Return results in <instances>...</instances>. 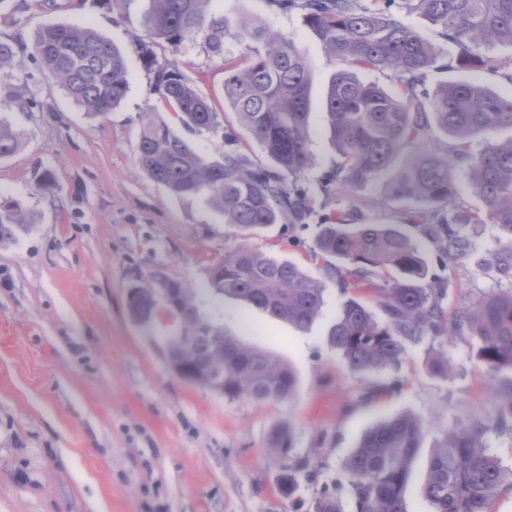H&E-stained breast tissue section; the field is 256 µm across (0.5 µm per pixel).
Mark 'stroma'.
I'll use <instances>...</instances> for the list:
<instances>
[{"mask_svg": "<svg viewBox=\"0 0 512 512\" xmlns=\"http://www.w3.org/2000/svg\"><path fill=\"white\" fill-rule=\"evenodd\" d=\"M229 22L262 17L294 41L320 98L340 69L301 13L273 12L266 0H215ZM150 0H0V39L32 43L51 25L89 26L125 56L129 88L104 115L74 104L29 53L14 60L19 96L6 115L22 134L0 159V208L39 212L17 241L0 246V512H315L323 490L347 497L342 462L363 432L408 412L428 433L414 465L408 512H429L420 495L427 453L455 421L488 408L476 344L448 341L449 379L431 376L430 342L412 345L397 366L368 380L342 363L328 341L340 296L329 287L322 316L299 329L231 299L202 294L201 313L225 333L289 364L298 388L291 402L228 399L189 384L169 367L163 323L144 327L128 310V288L163 272L196 286L239 238L203 199L173 197L141 168L135 145L143 123H181L153 87L136 40L144 36ZM224 57L203 41L174 49L159 43V61H177L188 82L209 98L219 123L224 108ZM314 166L305 182L331 168L336 153L327 116L314 110ZM353 208L375 223L396 222L382 185L337 197L311 194L303 224H277L252 246L308 265L318 226L331 211ZM474 248L442 270L432 244L416 242L433 274L442 275L449 307L501 287L477 262L497 247L491 225L466 229ZM396 383L391 392L384 383ZM292 427L295 459L306 475L293 495L278 488L284 461L269 450L273 428Z\"/></svg>", "mask_w": 512, "mask_h": 512, "instance_id": "35a3bbf8", "label": "stroma"}]
</instances>
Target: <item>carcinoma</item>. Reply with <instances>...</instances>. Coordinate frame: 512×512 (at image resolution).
<instances>
[{
	"instance_id": "1",
	"label": "carcinoma",
	"mask_w": 512,
	"mask_h": 512,
	"mask_svg": "<svg viewBox=\"0 0 512 512\" xmlns=\"http://www.w3.org/2000/svg\"><path fill=\"white\" fill-rule=\"evenodd\" d=\"M146 38L138 51L153 72L154 90L194 132L219 126L208 99L187 81L174 62L157 61L153 45L174 49L204 38L208 52L224 55V41L242 47L241 62H224V106L247 128L269 164H250L238 153L236 131L224 127V155L210 159L167 124L152 119L136 144L138 163L176 198L202 197L224 223L246 235L273 224H304L311 215L304 174L314 164L309 128L313 113L312 76L295 42L271 33L259 19L236 25L213 12V0H151ZM271 10L299 11L325 51L346 64L333 73L320 101L329 118L330 140L338 159L317 178L326 197L363 190L385 180L390 201L400 205L399 223H366L355 211L338 209L324 218L309 261L323 263L317 278L290 260L277 259L246 244L211 266L204 290L241 301L299 329L309 327L325 307L327 282L341 301L329 332L331 345L348 369L372 378L396 365L411 345H437L429 373H451L442 350L448 338L477 342L490 411L445 430L427 465L421 488L432 512H490L512 468L503 466L486 443L489 431L512 435V289L492 290L448 310L447 289L428 267L412 226L435 246L441 268L466 257L472 246L461 229L490 224L498 248L480 265L512 277V97L457 77L431 86L428 73L464 72L473 67L512 82L491 56L473 52L498 44L512 46V0H267ZM419 12L440 27L436 44L403 24L392 7ZM457 48L450 55L446 45ZM24 44L0 39V106L14 98L11 64ZM32 50L63 93L87 112L104 114L128 89L123 54L89 26L55 25L38 32ZM361 71L389 72L392 87L366 82ZM21 133L0 114V159L18 148ZM462 171L481 201L473 209L459 201L456 173ZM39 221L19 207L0 211V245L17 240ZM137 283L128 306L138 321L163 314L172 329L189 337L175 358L198 373L223 371L224 396L258 403L291 400L298 379L293 368L248 346L205 320L196 289L178 279L166 287L173 303H158L154 289ZM375 300L374 312L366 298ZM422 419L402 413L367 429L343 462L357 512H407L411 467L422 448ZM270 449L286 458L291 429L276 427ZM305 466L290 462L281 489L293 493ZM316 512H344L341 498L328 490Z\"/></svg>"
}]
</instances>
